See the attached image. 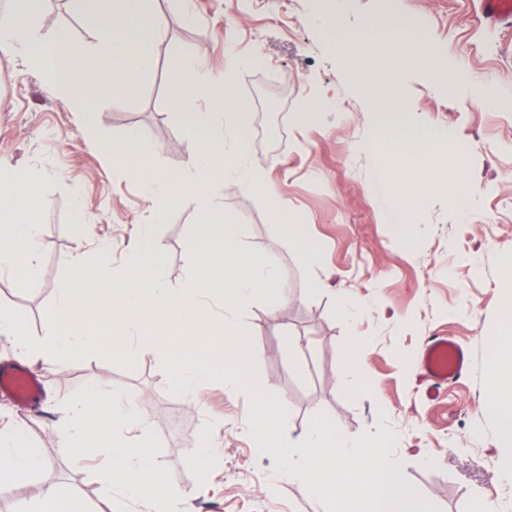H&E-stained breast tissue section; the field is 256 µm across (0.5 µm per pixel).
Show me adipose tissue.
Returning a JSON list of instances; mask_svg holds the SVG:
<instances>
[{"instance_id": "adipose-tissue-1", "label": "adipose tissue", "mask_w": 512, "mask_h": 512, "mask_svg": "<svg viewBox=\"0 0 512 512\" xmlns=\"http://www.w3.org/2000/svg\"><path fill=\"white\" fill-rule=\"evenodd\" d=\"M379 155L384 170L375 174L379 194L393 201L386 214L393 224H419L423 215L419 199L432 191L435 178L449 162L462 161L468 152L466 137L459 132H435L411 125L375 131L364 144ZM42 203L35 178L23 167L0 164V271L19 282L36 275L33 248L35 215ZM497 286L505 300L500 311V332L488 344L490 374L494 386L486 403L497 434L498 470L512 476V254L502 256ZM140 407L117 388L90 386L68 409L63 432L75 455L105 454L109 462L100 478L107 491L126 498H148L174 512L177 488L156 468L150 444L132 439L131 427L144 426ZM44 460L22 431H0V494L13 484L41 470Z\"/></svg>"}]
</instances>
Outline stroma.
I'll use <instances>...</instances> for the list:
<instances>
[{
    "label": "stroma",
    "mask_w": 512,
    "mask_h": 512,
    "mask_svg": "<svg viewBox=\"0 0 512 512\" xmlns=\"http://www.w3.org/2000/svg\"><path fill=\"white\" fill-rule=\"evenodd\" d=\"M318 2L288 0L281 12L273 0H191L197 21L188 25L168 0H153L164 38L145 76L150 95L100 98L81 112L50 96L20 56L0 53V162L28 168L43 198L37 276L21 287L0 272V305L22 311L35 338L44 340V310L60 288L103 263L123 271L145 227L165 252L159 278L166 288L178 294L191 287L198 274L191 244L204 229L197 211L146 200L99 152L95 137L118 140L136 131L156 146V169L187 168L195 144L172 110L167 49L199 54L220 72L226 48H233L247 60L234 72L233 87L251 108L250 164L321 254L318 265L304 264L287 233L275 227L263 196L242 189L225 197L224 212L239 224L247 255L270 259L283 290L278 306L257 299L242 322L262 352L256 361L261 386L289 412L287 437L321 411L349 435L386 427L398 436L391 458L401 462L404 480L439 512H475L479 502L512 512V479L498 472L494 424L484 411L487 344L499 331L502 307L498 262L512 253V27L487 23L481 0H350L331 31L312 22ZM396 19L458 62L462 78L440 81L408 61L397 84L367 83L342 41L369 30L370 51L391 58ZM59 27L83 46L93 42L90 27L68 13L65 0H45L40 40L50 41ZM253 57L260 65H250ZM480 87L496 95V106L477 102ZM389 95L402 101L404 120L434 131L456 129L469 141L463 162L444 169L445 185L420 199L421 224L386 222L391 204L372 181L381 160L359 148L376 130L373 100ZM302 112L313 113V120L300 122ZM464 180L478 191L463 216L448 186ZM78 204L85 212L79 233L73 230ZM314 278L321 291L305 294ZM341 289L366 307L364 317L349 322L338 315ZM435 334L468 352L471 366L465 379L432 401L419 358ZM354 337L362 345L369 395L337 375ZM18 359L41 381L40 401L26 407L1 395L0 428H21L45 464L0 497V512H24L37 485L81 495L89 512H103L98 474L106 457L74 460L59 434L63 413L94 382L118 386L144 407V437L158 466L184 491L183 512H323L288 481H274L273 457L249 436L247 397L226 383L204 381L193 392L171 395L156 350L139 356L131 370L90 355L48 371L0 335V365ZM204 441L217 454L207 465L199 452Z\"/></svg>",
    "instance_id": "stroma-1"
}]
</instances>
